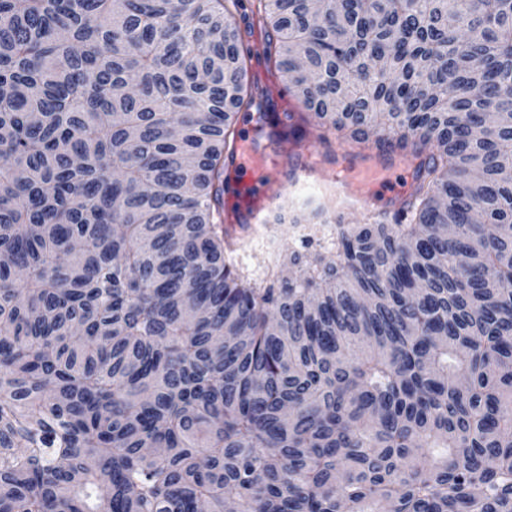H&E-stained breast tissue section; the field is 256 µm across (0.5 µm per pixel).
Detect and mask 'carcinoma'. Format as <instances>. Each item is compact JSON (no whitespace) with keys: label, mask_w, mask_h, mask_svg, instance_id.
Segmentation results:
<instances>
[{"label":"carcinoma","mask_w":512,"mask_h":512,"mask_svg":"<svg viewBox=\"0 0 512 512\" xmlns=\"http://www.w3.org/2000/svg\"><path fill=\"white\" fill-rule=\"evenodd\" d=\"M241 0H0V512H512V0H254L318 142L417 160L259 288Z\"/></svg>","instance_id":"1"}]
</instances>
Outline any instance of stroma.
Wrapping results in <instances>:
<instances>
[{
	"instance_id": "1",
	"label": "stroma",
	"mask_w": 512,
	"mask_h": 512,
	"mask_svg": "<svg viewBox=\"0 0 512 512\" xmlns=\"http://www.w3.org/2000/svg\"><path fill=\"white\" fill-rule=\"evenodd\" d=\"M319 162L310 177L295 179L298 169L295 146H288L275 155L263 173H256L249 164L235 160L227 170L230 183L238 192L258 202L269 193H276L286 214L301 216L295 224H230L231 258L237 271L258 286L290 276L291 254L311 261L315 254L334 250L337 220L354 224L365 222L372 212H386L398 194L409 192L413 168L409 161L395 158L380 162L378 157L358 148H345L342 140L317 143ZM382 165L383 173L373 182L368 193L370 204L365 208L340 207L331 175L337 166L358 169Z\"/></svg>"
}]
</instances>
